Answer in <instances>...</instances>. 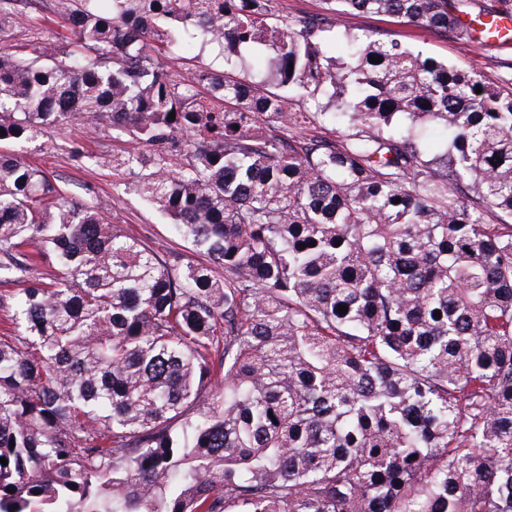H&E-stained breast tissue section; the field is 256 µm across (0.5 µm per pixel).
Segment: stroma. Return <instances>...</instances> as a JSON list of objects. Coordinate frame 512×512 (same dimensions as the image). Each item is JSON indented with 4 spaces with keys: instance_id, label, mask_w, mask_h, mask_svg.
<instances>
[{
    "instance_id": "obj_1",
    "label": "stroma",
    "mask_w": 512,
    "mask_h": 512,
    "mask_svg": "<svg viewBox=\"0 0 512 512\" xmlns=\"http://www.w3.org/2000/svg\"><path fill=\"white\" fill-rule=\"evenodd\" d=\"M51 8L52 0H37L34 10L21 15L8 34L0 38V43L19 52L28 44L52 42L66 36L65 28L50 22ZM348 28L372 30L381 38L400 40L413 51L448 65L474 69L490 83L499 82L502 74L498 63L500 51L495 46L466 44L427 29L371 15L342 18L338 27L328 34L329 55L343 56L344 31ZM127 147V142L113 138L111 131L94 133L73 124L56 126L36 142L7 143L4 149L58 180L73 199L103 204L110 223L118 225L123 233L143 240L160 256L171 260L187 258L191 254L190 244L177 236L168 221L135 192L134 175L102 168L94 162L97 155L119 153Z\"/></svg>"
}]
</instances>
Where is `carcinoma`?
I'll return each instance as SVG.
<instances>
[{
    "mask_svg": "<svg viewBox=\"0 0 512 512\" xmlns=\"http://www.w3.org/2000/svg\"><path fill=\"white\" fill-rule=\"evenodd\" d=\"M33 2L0 0L1 36ZM322 2L53 0L71 39L0 47V143L106 125L136 147L97 163L206 257L0 154V281L27 283L0 295V512H512V58L504 87L369 31L323 49L364 14L472 43L512 0ZM186 35L224 73H169ZM262 48L275 91L241 75ZM321 119L345 131L284 134ZM278 5L281 14L288 17L320 12L322 7L320 0H279ZM421 142L424 151L432 156L446 145V132L437 125H421ZM25 250L28 254L32 255L33 275L49 282L58 272L55 261L52 258L41 255L38 247L35 245L28 246Z\"/></svg>",
    "mask_w": 512,
    "mask_h": 512,
    "instance_id": "1",
    "label": "carcinoma"
}]
</instances>
